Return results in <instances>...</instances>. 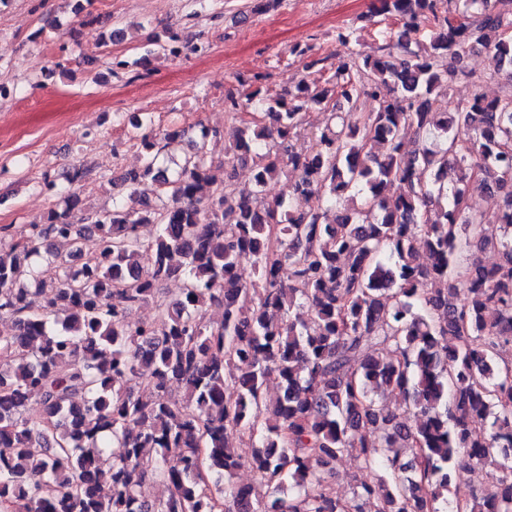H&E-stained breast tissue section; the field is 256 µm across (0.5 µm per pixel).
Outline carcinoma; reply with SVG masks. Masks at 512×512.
I'll list each match as a JSON object with an SVG mask.
<instances>
[{"label":"carcinoma","instance_id":"carcinoma-1","mask_svg":"<svg viewBox=\"0 0 512 512\" xmlns=\"http://www.w3.org/2000/svg\"><path fill=\"white\" fill-rule=\"evenodd\" d=\"M375 17L401 29H377L373 53L332 71L297 46L307 75L288 89L257 77L228 92L238 126L221 166L203 125L169 171L147 116L131 122L142 165L112 183V209L68 192L47 223L0 227L1 507L444 512L467 473L483 494L450 512H512V0H379ZM475 48L494 62L479 75L465 66ZM461 78L506 88L448 112ZM363 98L375 106L359 113ZM313 107L324 126L308 125ZM238 164L251 185L233 182ZM282 176L293 195L262 203ZM473 188L504 196L503 239L482 235ZM143 224L156 235L142 239ZM88 234L98 250L75 266ZM489 248L493 266L467 257ZM171 279L176 298L159 292ZM149 301L155 318L129 321ZM240 434L259 437L247 460ZM349 453L368 477L342 502L329 482ZM245 466L259 487L233 482ZM149 480L167 497L142 499Z\"/></svg>","mask_w":512,"mask_h":512}]
</instances>
